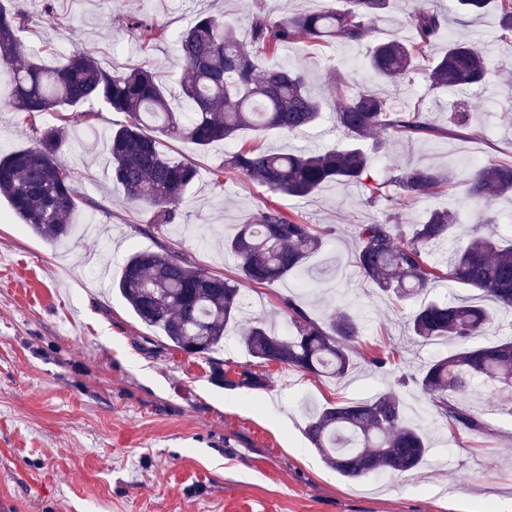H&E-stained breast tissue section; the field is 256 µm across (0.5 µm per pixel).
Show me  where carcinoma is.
<instances>
[{"mask_svg": "<svg viewBox=\"0 0 512 512\" xmlns=\"http://www.w3.org/2000/svg\"><path fill=\"white\" fill-rule=\"evenodd\" d=\"M388 0H342L339 7L299 12L272 22L263 10L252 13L251 41L219 16L201 15L176 37L182 64L180 105L172 106L169 89L147 66L107 69L91 53L73 50L64 62L46 67L29 55L19 38L28 21L22 5L0 4V68L10 71L11 95L6 106L26 117L44 112L56 124L43 129L32 146L0 155V196L37 236L51 242L67 238L79 191L75 173L58 161L70 137L72 108L99 101L127 116L109 135L112 182L127 200L150 211L149 224L162 230L177 218L185 190L197 179L190 163L174 162L159 149L157 135L206 148L233 141L245 130H275L295 135L314 126L322 102L307 90L304 75L277 61L279 52L302 39L310 46L331 42L359 44ZM471 14L493 9L500 27L512 33V0H458ZM414 39L393 35L376 43L365 65L377 79L398 84L410 79L416 59L440 37L448 50L432 61L427 79L434 88L486 86L493 76L487 58L474 46L449 34L447 18L435 10L408 14ZM130 29L146 48L163 31L134 19ZM336 83L333 115L336 127L352 144L321 152H255L240 148L224 159V171L244 176L273 196L309 197L329 183L359 184L369 203L384 199L385 219L359 224L354 263L381 292L397 300L424 291L437 279L478 291L490 306L469 300L429 302L408 321L410 332L428 344H454L397 385H413L438 417L471 434L487 432L481 414L463 406L457 396L476 382L500 390L512 388L511 334L494 344H480L489 324H501L512 313V240L476 224L458 246L448 271L428 261L429 250L448 239L462 223L458 212L434 208L404 224L396 209L410 200L433 196L449 185L453 165L415 168L393 164L383 177L374 173L368 155L356 141L381 128L410 136L434 131L425 113L393 112L388 99L368 87H352L332 68ZM468 200L488 205L512 194V166L486 163L465 177ZM329 231L267 204L248 224L224 238V251L238 260L239 278H224L193 266L175 251L138 250L125 260L112 283L145 325L161 330L176 350L207 356L224 343V333L238 324L241 281L272 285L288 276L299 278L307 259L320 251ZM291 331L281 335L262 318L240 328V343L256 359L286 365L321 377L343 378L353 366L349 343L359 332L356 316L338 304L324 324L311 319L292 300H283ZM305 434L325 462L344 478L403 473L419 468L428 446L423 430L412 423L399 394L379 393L361 401L328 403L309 412Z\"/></svg>", "mask_w": 512, "mask_h": 512, "instance_id": "cac0c4a2", "label": "carcinoma"}]
</instances>
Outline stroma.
Instances as JSON below:
<instances>
[{
	"mask_svg": "<svg viewBox=\"0 0 512 512\" xmlns=\"http://www.w3.org/2000/svg\"><path fill=\"white\" fill-rule=\"evenodd\" d=\"M335 0H36L20 38L42 63L81 46L118 69L143 62L162 75L181 72L175 37L203 12L223 14L240 39L249 40L255 7L271 21L319 10ZM439 7L457 36L488 55L494 82L461 94L431 89L424 68L448 46L433 43L411 81L378 86L405 110L425 112L433 135L376 133L364 146L375 170L416 167L454 157L512 164V41L498 16L457 13L455 0H390L362 44L316 49L289 45L281 59L301 69L312 93L332 100L329 66L340 64L359 84H375L363 60L368 47L396 33L411 38L409 13ZM52 19H45V10ZM140 17L167 30L141 49L127 29ZM11 76L0 70V152L33 144L34 129L52 123L45 113L29 120L6 108ZM469 106L468 126L450 125L454 107ZM99 135L74 117L59 155L78 177L80 200L68 244L35 236L0 199V512H512V390L478 382L463 396L490 425L481 436L448 427L426 399L402 390L411 421L427 434L430 450L417 470L348 480L326 466L304 434L310 405L360 400L395 384L451 350V343H414L406 323L420 302L474 297L448 281L431 283L418 299L383 296L353 264L357 225L383 219L363 186L328 185L312 198L271 197L243 176L216 181L227 151L218 142L200 150L161 138L170 159L198 171L173 226L148 233L149 213L129 204L110 178L105 134L125 116L95 105ZM343 138L332 115L290 137L244 133L245 146L327 149ZM308 224L328 229L324 247L307 263L315 292L293 280L270 286L242 283L254 301L252 316L285 330L283 299L317 322L333 311V293L360 318L351 344L354 365L341 379L316 377L243 350L235 333L211 358L176 351L162 332L142 324L112 280L130 251L163 243L198 267L236 277L237 261L220 234L253 220L267 201ZM387 358L379 370L373 357ZM220 363L223 378L212 374Z\"/></svg>",
	"mask_w": 512,
	"mask_h": 512,
	"instance_id": "stroma-1",
	"label": "stroma"
}]
</instances>
